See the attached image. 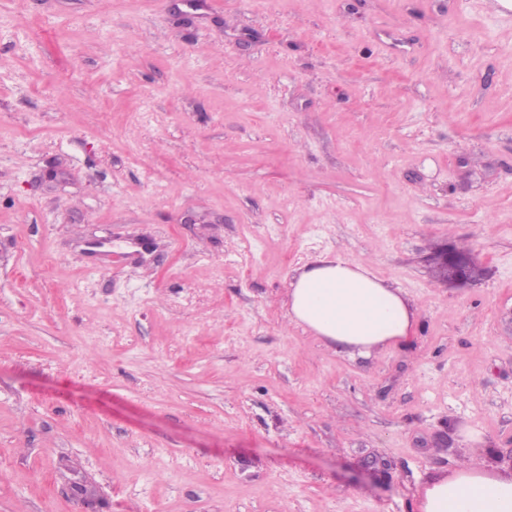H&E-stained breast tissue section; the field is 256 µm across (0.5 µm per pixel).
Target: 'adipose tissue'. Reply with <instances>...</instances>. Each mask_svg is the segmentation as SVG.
Segmentation results:
<instances>
[{
    "instance_id": "adipose-tissue-1",
    "label": "adipose tissue",
    "mask_w": 512,
    "mask_h": 512,
    "mask_svg": "<svg viewBox=\"0 0 512 512\" xmlns=\"http://www.w3.org/2000/svg\"><path fill=\"white\" fill-rule=\"evenodd\" d=\"M288 318L341 350L370 354L400 348L419 316L399 289L361 262L323 253L298 269L288 290ZM420 512H512V473L488 463L463 465L427 485Z\"/></svg>"
}]
</instances>
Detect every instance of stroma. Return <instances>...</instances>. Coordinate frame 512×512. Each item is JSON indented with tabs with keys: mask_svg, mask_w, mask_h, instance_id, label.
<instances>
[{
	"mask_svg": "<svg viewBox=\"0 0 512 512\" xmlns=\"http://www.w3.org/2000/svg\"><path fill=\"white\" fill-rule=\"evenodd\" d=\"M324 252L418 335L289 322ZM466 456L512 467V9L0 0V512H84L75 478L98 512H417ZM439 260L454 272L452 283L469 284L476 282L470 276V269L474 260L469 255L455 249H444L439 255Z\"/></svg>",
	"mask_w": 512,
	"mask_h": 512,
	"instance_id": "stroma-1",
	"label": "stroma"
}]
</instances>
